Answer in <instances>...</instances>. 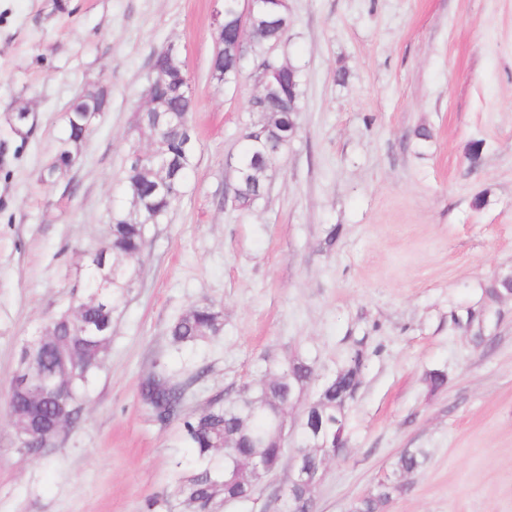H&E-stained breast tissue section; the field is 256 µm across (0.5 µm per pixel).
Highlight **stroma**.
I'll return each instance as SVG.
<instances>
[{"instance_id": "1", "label": "stroma", "mask_w": 512, "mask_h": 512, "mask_svg": "<svg viewBox=\"0 0 512 512\" xmlns=\"http://www.w3.org/2000/svg\"><path fill=\"white\" fill-rule=\"evenodd\" d=\"M288 4L273 54L301 72L298 131L242 209L229 162L260 81L250 67L228 84L211 75L223 0H0V512H198L176 493L182 424L152 419L141 379L167 372L192 414L294 359L323 376L355 355L347 446L323 465L316 512H348L405 448L429 459L384 512H512V298L482 312L512 271V0ZM169 45L193 92V166L148 227L78 418L35 458L7 407L22 342L108 236ZM101 88L108 107L79 163L42 179L70 105ZM20 107L37 115L25 139L5 120ZM206 303L224 310L221 335L173 345L171 324ZM433 370L446 375L436 390Z\"/></svg>"}]
</instances>
